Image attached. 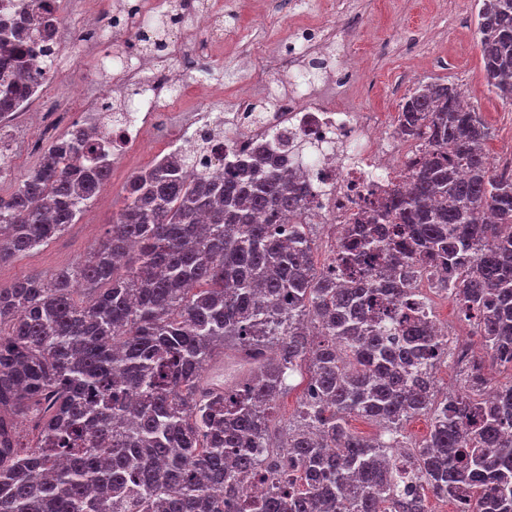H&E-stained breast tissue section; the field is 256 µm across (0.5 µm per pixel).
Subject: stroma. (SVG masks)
<instances>
[{
  "instance_id": "1",
  "label": "stroma",
  "mask_w": 512,
  "mask_h": 512,
  "mask_svg": "<svg viewBox=\"0 0 512 512\" xmlns=\"http://www.w3.org/2000/svg\"><path fill=\"white\" fill-rule=\"evenodd\" d=\"M135 2L62 0L73 33L68 47L72 63L46 83L59 120L35 131L25 124L10 127L14 146L9 174L0 180V196H9L39 164L44 150L77 121L78 93L94 88L89 79L92 68L118 74L121 64L113 53L132 41L141 51L153 50V42L123 31L114 32L105 46H98L95 31L86 25L88 11L110 16L118 5ZM310 22L334 32L320 53L326 66L318 71L316 83L335 82L345 54L353 50L367 56L362 74L350 87L364 109L398 111L418 77L455 83L492 130L489 153L503 160L512 155V107L503 104L486 83L480 48L465 39V28L476 24L473 0H224V12L214 20L224 42L210 46L211 62L183 75L192 91L182 111L225 114L245 90L260 85L286 87L288 35L295 26ZM161 149L160 142H147L115 166L78 223L69 225L48 245L0 265V287L67 267L102 241L124 205L126 181L149 167Z\"/></svg>"
}]
</instances>
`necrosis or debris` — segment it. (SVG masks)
<instances>
[{"instance_id": "necrosis-or-debris-1", "label": "necrosis or debris", "mask_w": 512, "mask_h": 512, "mask_svg": "<svg viewBox=\"0 0 512 512\" xmlns=\"http://www.w3.org/2000/svg\"><path fill=\"white\" fill-rule=\"evenodd\" d=\"M146 60L138 55L120 81L98 82L95 92L83 95L82 112L101 118L105 103L138 84ZM360 63V57L349 58L335 84L280 96L271 112L255 111L257 96L241 95L238 112L218 121L204 112L158 108L162 89L176 85L173 75L160 72L140 98L133 123L113 124L107 160L114 166L122 163L150 135L170 151H192L193 176L224 174L232 165L264 155L269 167L280 172H302L310 205L298 221L316 225L331 244H338L344 227L369 216L370 200L406 183L422 149L420 141L401 135L397 123L362 110L347 93L345 85Z\"/></svg>"}]
</instances>
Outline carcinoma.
<instances>
[{"label": "carcinoma", "mask_w": 512, "mask_h": 512, "mask_svg": "<svg viewBox=\"0 0 512 512\" xmlns=\"http://www.w3.org/2000/svg\"><path fill=\"white\" fill-rule=\"evenodd\" d=\"M474 2L485 79L512 106V0ZM53 29L49 5L0 27L1 112L44 80L17 52ZM463 96L427 81L404 98L400 131L427 148L373 209L382 233L343 229L320 271L309 225L286 226L300 179L256 161L192 178L181 154L130 176L74 264L0 288V512H428V491L512 512V382L487 398L474 363L439 402L447 340L406 301L415 265L448 272L473 335L512 367V175L490 166L492 131ZM93 151L76 127L0 197V264L77 223L111 175ZM303 368L275 447L268 410ZM416 415L429 436L398 467Z\"/></svg>", "instance_id": "cac0c4a2"}]
</instances>
